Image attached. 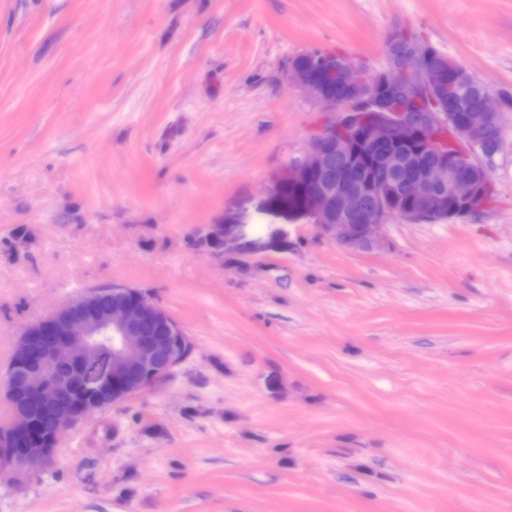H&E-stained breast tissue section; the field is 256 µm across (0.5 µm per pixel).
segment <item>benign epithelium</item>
Masks as SVG:
<instances>
[{"instance_id":"benign-epithelium-1","label":"benign epithelium","mask_w":512,"mask_h":512,"mask_svg":"<svg viewBox=\"0 0 512 512\" xmlns=\"http://www.w3.org/2000/svg\"><path fill=\"white\" fill-rule=\"evenodd\" d=\"M391 62L368 76L341 57L315 55L288 79L340 112L273 185L288 213L318 224L349 247L372 244L392 216L437 222L480 208L487 168L450 151L432 132L450 123L459 65L433 66L432 46L392 30ZM343 93L341 107L329 87ZM457 134L486 158L500 149L499 112L490 93L481 110L456 121ZM340 170L330 174L331 166ZM112 337V348L100 341ZM184 329L140 291L105 286L83 293L17 336L0 394L12 410L0 428V471L28 475L55 457L62 435L90 413L153 390L191 353Z\"/></svg>"}]
</instances>
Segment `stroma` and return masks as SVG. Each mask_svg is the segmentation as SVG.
I'll list each match as a JSON object with an SVG mask.
<instances>
[{"instance_id":"1","label":"stroma","mask_w":512,"mask_h":512,"mask_svg":"<svg viewBox=\"0 0 512 512\" xmlns=\"http://www.w3.org/2000/svg\"><path fill=\"white\" fill-rule=\"evenodd\" d=\"M395 28L512 95V0H0V373L106 284L193 345L0 512H512V107L469 216L352 248L271 193L341 118L290 61Z\"/></svg>"}]
</instances>
